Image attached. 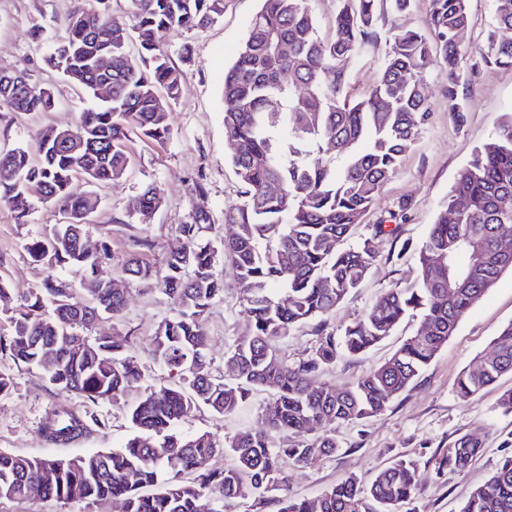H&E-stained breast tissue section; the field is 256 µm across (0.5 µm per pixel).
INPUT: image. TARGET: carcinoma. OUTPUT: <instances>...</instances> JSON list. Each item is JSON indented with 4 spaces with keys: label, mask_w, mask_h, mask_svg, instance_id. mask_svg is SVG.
<instances>
[{
    "label": "carcinoma",
    "mask_w": 512,
    "mask_h": 512,
    "mask_svg": "<svg viewBox=\"0 0 512 512\" xmlns=\"http://www.w3.org/2000/svg\"><path fill=\"white\" fill-rule=\"evenodd\" d=\"M234 63L224 72V137L233 144L230 163L244 186L240 201L224 209V223L236 233L222 240L206 236L211 217L194 210L177 226L181 246L166 260L159 291L177 313L157 325L153 356L177 377L171 387L145 393L130 410L132 433L118 449L60 459H32L0 451V500L81 499L91 504L112 498L124 512H224L212 507L238 498L269 497L276 512H395L421 481L418 464L398 458L370 482L349 476L319 495L295 499L279 461L297 466L336 453L327 424H351L381 413L430 364L459 323L500 276L512 271V255L499 239L512 233V113L459 171L448 201L417 251L416 278L408 286L384 290L369 311L344 328L341 340L323 335L327 316L360 287L377 260L370 240L349 249L338 244L374 205L400 165L402 153L429 113L423 73L448 69V103L457 117L467 105L456 91L460 64L455 32L470 22L467 0H432L433 38L402 28L368 94H348V63L362 45L377 38L379 0H340L335 29L319 34L309 0H261ZM78 9L65 22L49 64L82 86L94 107L80 114L76 135L85 145H66L36 134L37 153L23 147L0 153V202L17 222L29 216L27 188L42 186L43 201L67 221L53 236L34 239L27 251L36 262L82 272L79 287L47 277L22 299L11 317L12 332L0 336V353L16 364L43 371L49 384L91 401L111 400L140 386L143 373L129 341L83 334L104 315L125 306L124 293L95 277L111 258L109 229L101 228L96 252L84 248L86 220L98 208L93 188L121 178L131 164L126 141L135 131L164 143L170 135L168 104L182 92L183 72L160 47L158 34L199 30L224 12V0H128L138 56L127 51L128 36L112 31L107 0ZM495 31L484 60L512 66V0H492ZM288 50H282L283 46ZM112 56V70L96 68ZM11 88L0 84V105L13 112H48L53 92L18 76ZM107 86L110 96L99 90ZM277 108L272 109L269 103ZM91 189L76 193L74 182ZM465 207L455 222L448 210ZM161 196L146 186L135 213L144 223ZM223 255L239 281L249 313L246 335L229 359L237 367L228 382L206 370L203 329L206 313L224 292L213 272ZM127 275L153 276L138 257ZM421 316V329L383 363L351 384L319 381L341 354L361 355L389 336L407 316ZM306 323L322 334L309 357L290 365L278 356L277 342ZM512 374V322L479 361L463 370L457 393L468 398ZM275 391V409L262 426L224 446L232 464L208 469L218 452L208 432L185 433L182 421L205 406L218 415L239 410L259 388ZM101 421L69 406H58L40 432L50 445H69L90 436ZM300 439L288 448L275 435ZM482 441L457 438L442 454L435 473L454 475L482 455ZM136 480L129 481V474ZM459 512H512V452H505L492 475L462 502Z\"/></svg>",
    "instance_id": "1"
}]
</instances>
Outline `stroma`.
<instances>
[{"label":"stroma","instance_id":"1","mask_svg":"<svg viewBox=\"0 0 512 512\" xmlns=\"http://www.w3.org/2000/svg\"><path fill=\"white\" fill-rule=\"evenodd\" d=\"M82 4L83 0H0V70L25 74L31 84L52 89L56 98L54 108L47 112L20 114L0 107V152L18 146L35 150L38 130L48 126L75 128L80 113L90 107L81 89L48 63L68 15ZM260 7V0H224L223 15L209 28L161 34L162 47L184 72L182 93L169 106L170 136L160 145L130 136L131 167L120 180L98 190L100 208L86 228V241L97 247L100 225H110L112 259L100 267L98 275L123 290L126 304L119 318L100 319L90 334L129 340L144 374L140 387L116 402L94 403L57 390L41 370L15 364L8 355L0 354V372L12 379L10 393L0 396V451L43 459L120 447L132 432L129 410L143 391L173 385L167 369L156 363L152 354L157 324L176 311L159 293L156 277L164 273L168 254L178 247L176 227L187 220L191 210L210 214L212 238L229 233L224 207L240 200L243 186L229 162L231 147L224 137V71L234 61ZM468 9L470 24L460 37L457 86L467 112L459 120L448 110L445 67L439 64L428 69L424 81L429 120L406 148L396 174L385 184L375 205L355 227V239H373L378 259L360 288L329 315L326 333L340 335L347 324L369 310L384 289L413 280L415 252L445 204L458 171L504 115L512 113V67L487 66L479 61L494 29L492 2L468 0ZM429 15L430 0H414L406 13L394 12L386 2L381 4L377 41L360 49L348 65L352 96H362L373 85L390 34L403 27L429 33ZM149 183L159 189L161 204L144 226L133 215L132 207ZM199 183L205 185V194L196 193ZM29 202L30 214L24 224L16 223L11 208L0 203V280L7 288L0 298L2 335L9 334L10 318L22 297L40 288L47 275L65 282L71 279L68 272L48 270L29 256L28 243L51 236L60 222L57 211L43 202L38 190L30 191ZM118 215L125 216V223H115ZM390 223L397 226L394 234L376 235V225ZM141 234L150 240V248H135L133 240ZM132 253L152 266L154 277L132 279L123 272L122 263ZM215 273L224 281V292L205 317V359L212 375L228 379L232 376L229 352L236 339L246 334L249 318L240 302V285L231 265L217 259ZM511 322L512 272L508 271L467 314L419 377L381 414L357 424L331 426L339 445L336 454L303 468L282 460L290 495L312 497L349 476L370 479L403 456L417 461L423 476L411 500L401 504L397 512H459L470 492L494 472L503 454L501 443L512 435V416H502L496 409L501 392L512 388V375L467 399L456 394L454 381L463 369L477 367L480 357ZM418 326V319H405L367 353L337 358L325 380L339 386L353 382L389 358ZM274 401L273 391L264 389L231 415L219 416L202 407L184 420L182 428L210 432L222 445L258 428ZM60 405L96 416L101 427L72 445H48L40 428L47 414ZM465 434L482 439L481 457L463 473L435 477L436 458ZM121 508V502L112 499L94 505L56 498L35 503L0 502V512H121Z\"/></svg>","mask_w":512,"mask_h":512}]
</instances>
